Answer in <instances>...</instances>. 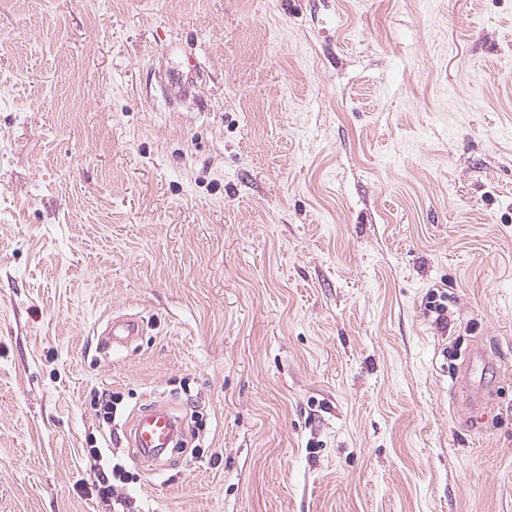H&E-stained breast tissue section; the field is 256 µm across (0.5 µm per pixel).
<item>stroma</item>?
Returning <instances> with one entry per match:
<instances>
[{
	"instance_id": "1",
	"label": "stroma",
	"mask_w": 512,
	"mask_h": 512,
	"mask_svg": "<svg viewBox=\"0 0 512 512\" xmlns=\"http://www.w3.org/2000/svg\"><path fill=\"white\" fill-rule=\"evenodd\" d=\"M0 512H512V0H0ZM139 330V322L134 317H117L112 318L104 336H107L109 344L120 346L130 340L133 336H137ZM485 361V357L481 350L479 349H472V351L469 353L467 360L465 361L463 370L461 373H458L455 377V384L456 385H468L470 388L471 393H475L477 398L480 396V391L477 390L478 386H475L472 383V374L474 372L475 366L477 363H483ZM131 448L147 458H155L175 443L177 420L163 406H152L137 413L130 428Z\"/></svg>"
}]
</instances>
